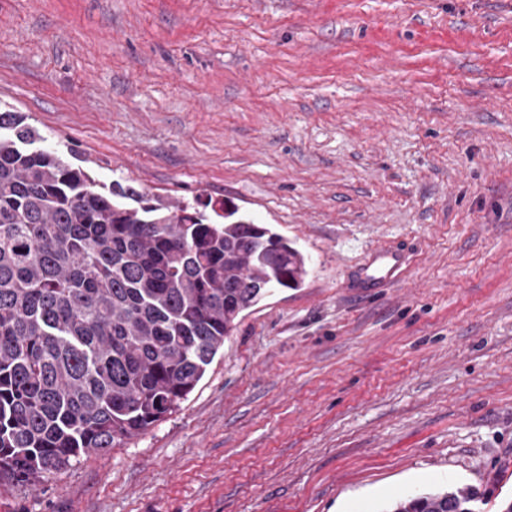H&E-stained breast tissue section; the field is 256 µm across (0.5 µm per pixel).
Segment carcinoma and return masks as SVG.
Instances as JSON below:
<instances>
[{
	"mask_svg": "<svg viewBox=\"0 0 512 512\" xmlns=\"http://www.w3.org/2000/svg\"><path fill=\"white\" fill-rule=\"evenodd\" d=\"M0 107V482L35 484L179 407L242 313L310 261L222 201L75 167ZM469 487L390 512H472Z\"/></svg>",
	"mask_w": 512,
	"mask_h": 512,
	"instance_id": "cac0c4a2",
	"label": "carcinoma"
}]
</instances>
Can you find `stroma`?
Returning <instances> with one entry per match:
<instances>
[{"label":"stroma","mask_w":512,"mask_h":512,"mask_svg":"<svg viewBox=\"0 0 512 512\" xmlns=\"http://www.w3.org/2000/svg\"><path fill=\"white\" fill-rule=\"evenodd\" d=\"M311 261L180 407L0 512L512 499V0H0V104ZM406 250L369 295L374 251Z\"/></svg>","instance_id":"stroma-1"}]
</instances>
